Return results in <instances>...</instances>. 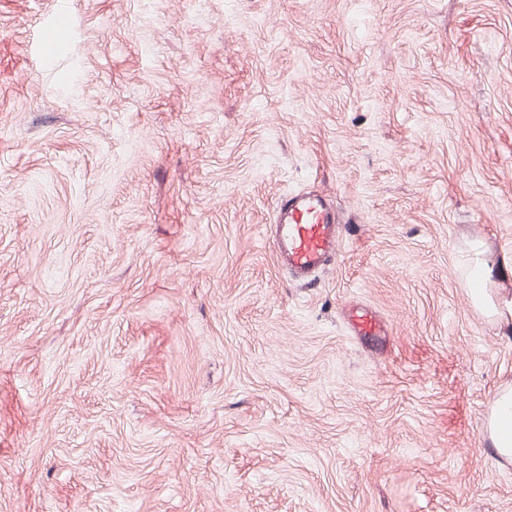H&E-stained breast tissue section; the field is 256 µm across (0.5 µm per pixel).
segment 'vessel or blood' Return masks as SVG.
<instances>
[{"instance_id":"1","label":"vessel or blood","mask_w":512,"mask_h":512,"mask_svg":"<svg viewBox=\"0 0 512 512\" xmlns=\"http://www.w3.org/2000/svg\"><path fill=\"white\" fill-rule=\"evenodd\" d=\"M270 233L279 267L305 286L335 262L342 224L335 207L325 195L301 190L283 196L277 203ZM348 324L355 336H378L382 333L378 316L363 306L350 313Z\"/></svg>"}]
</instances>
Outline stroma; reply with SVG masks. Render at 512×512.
Returning a JSON list of instances; mask_svg holds the SVG:
<instances>
[{"label":"stroma","instance_id":"stroma-1","mask_svg":"<svg viewBox=\"0 0 512 512\" xmlns=\"http://www.w3.org/2000/svg\"><path fill=\"white\" fill-rule=\"evenodd\" d=\"M59 2L0 0V512H512L463 280L512 258V0ZM272 223L278 265L301 286L336 261L343 224L324 194L302 190L286 194L275 207ZM348 324L353 336H380L384 332L375 312L363 306L350 313Z\"/></svg>","mask_w":512,"mask_h":512}]
</instances>
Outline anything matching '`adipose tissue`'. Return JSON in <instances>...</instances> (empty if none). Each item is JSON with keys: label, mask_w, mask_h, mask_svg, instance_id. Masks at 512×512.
<instances>
[{"label": "adipose tissue", "mask_w": 512, "mask_h": 512, "mask_svg": "<svg viewBox=\"0 0 512 512\" xmlns=\"http://www.w3.org/2000/svg\"><path fill=\"white\" fill-rule=\"evenodd\" d=\"M495 265L480 244H473L464 261V278L475 309L503 322L512 320V296L490 288ZM487 432L497 457L512 460V385L497 393L487 419Z\"/></svg>", "instance_id": "obj_1"}]
</instances>
